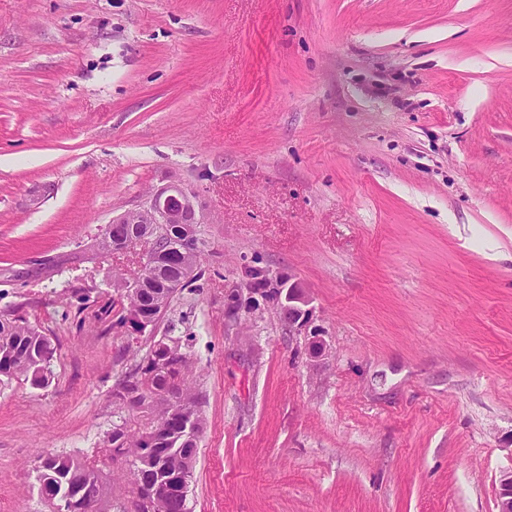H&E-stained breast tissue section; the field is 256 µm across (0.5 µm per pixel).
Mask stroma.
<instances>
[{
	"instance_id": "obj_1",
	"label": "stroma",
	"mask_w": 512,
	"mask_h": 512,
	"mask_svg": "<svg viewBox=\"0 0 512 512\" xmlns=\"http://www.w3.org/2000/svg\"><path fill=\"white\" fill-rule=\"evenodd\" d=\"M175 176L205 277L120 325L88 250ZM259 261L308 290L224 317ZM0 512H53L38 454L104 447L112 392L182 338L203 416L191 512H497L512 471V0H0ZM129 467L95 512H135ZM255 265L254 280L247 287V279L244 269H241L242 281L225 289L224 292V316L229 320L236 321L241 312L254 313L260 308V300L265 303H272L275 307L282 325L288 329V334L300 336L301 331L312 320V310L309 308L310 299L303 285L288 278L283 274L272 271L269 268L258 265L260 262L253 261ZM266 268V269H265ZM265 269V277L261 271ZM269 288H275L272 298H264L262 291H254L250 288H266L267 281ZM239 305L238 308H235ZM53 357L47 336L18 320H0V375L24 377L33 387H45Z\"/></svg>"
}]
</instances>
